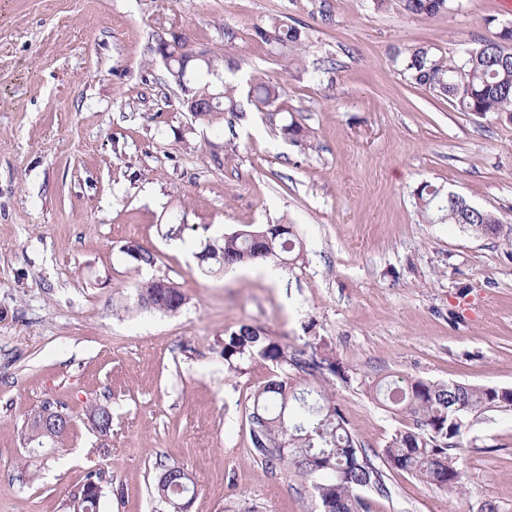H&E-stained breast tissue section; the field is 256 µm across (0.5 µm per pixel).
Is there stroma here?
<instances>
[{"label":"stroma","mask_w":512,"mask_h":512,"mask_svg":"<svg viewBox=\"0 0 512 512\" xmlns=\"http://www.w3.org/2000/svg\"><path fill=\"white\" fill-rule=\"evenodd\" d=\"M274 18L301 30L299 50L255 39ZM510 22L512 0L425 18L373 0H0V512H69L92 473L99 512H168L165 464L192 475L190 512H317L310 481L251 445L273 366L232 371L216 351L244 324L332 350L351 375L336 400L372 450L411 425L376 382L512 388V244L428 222L417 199L429 183L512 225V123L401 72L408 47L457 59ZM164 29L278 100L193 121L149 50ZM293 121L304 141L284 139ZM267 224L295 226L296 264L201 271L206 236ZM130 241L155 265L130 261ZM153 276L185 294L177 314L137 304ZM48 400L73 425L28 452L27 418ZM96 403L112 410L105 437ZM465 442L467 497L378 457L387 492H367L370 512H512V410L471 417Z\"/></svg>","instance_id":"stroma-1"}]
</instances>
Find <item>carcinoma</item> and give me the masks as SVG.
Returning <instances> with one entry per match:
<instances>
[{"label":"carcinoma","mask_w":512,"mask_h":512,"mask_svg":"<svg viewBox=\"0 0 512 512\" xmlns=\"http://www.w3.org/2000/svg\"><path fill=\"white\" fill-rule=\"evenodd\" d=\"M396 3L399 10L415 17H431L448 10L449 0H374L378 9ZM256 36L266 44L282 48L301 44V31L286 24L258 27ZM169 50L171 80L181 85L185 96L198 97L206 111L199 121L212 125L226 112L237 111L238 83L219 77L217 56L196 47L189 38L175 30L156 34L151 47L153 56L161 48ZM403 73L410 83L446 97L463 112L483 117L494 112L512 122V32L498 31L478 47L469 50L460 63L431 53L424 47L408 49L402 59ZM248 97L258 108L272 105L278 89L262 80L250 84ZM426 218L440 214L442 222L474 224L477 233L501 234L503 225L491 211L479 209L425 184L418 193ZM268 239L254 237L260 231ZM204 248L214 251L217 260H205L206 272L227 273L238 266L255 262L285 266L301 255V243L294 233L280 227L239 229L210 238ZM164 298L155 279L136 289L139 305L162 304L155 311L175 314L186 304L183 292L174 287ZM220 354L228 368L236 369L248 360L259 358L271 363L275 373L253 394L249 413L251 443L255 451L274 466L282 462L297 468L311 485L320 512H369L363 490L387 493L384 475L371 461L368 449L357 442L336 403L333 379L350 383L343 363L327 348L310 346L298 349L273 339L259 327L243 325L224 335ZM377 399L411 416L413 427L395 432L377 452L392 468L405 471L424 484L450 498L467 488L464 435L468 419L492 410L512 409V391L465 384H444L422 378L381 382L375 387ZM58 406L46 401L30 416L25 438L35 441V424L48 408ZM168 474L155 485V493L170 512L185 502L194 487L188 474L178 466H163ZM85 495L70 505L72 512H99L102 487L95 476H88Z\"/></svg>","instance_id":"carcinoma-1"}]
</instances>
